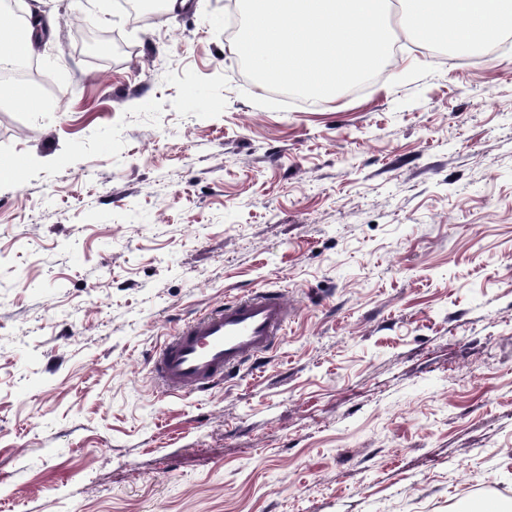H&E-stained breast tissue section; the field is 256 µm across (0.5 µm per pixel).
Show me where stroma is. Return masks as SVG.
Returning a JSON list of instances; mask_svg holds the SVG:
<instances>
[{
	"mask_svg": "<svg viewBox=\"0 0 512 512\" xmlns=\"http://www.w3.org/2000/svg\"><path fill=\"white\" fill-rule=\"evenodd\" d=\"M54 14L0 95V512H455L512 499V49L407 41L303 107L243 79L230 0ZM106 33L78 50L85 23ZM285 290L275 352L210 392L149 360Z\"/></svg>",
	"mask_w": 512,
	"mask_h": 512,
	"instance_id": "stroma-1",
	"label": "stroma"
}]
</instances>
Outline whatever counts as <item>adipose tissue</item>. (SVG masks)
<instances>
[{"label": "adipose tissue", "mask_w": 512, "mask_h": 512, "mask_svg": "<svg viewBox=\"0 0 512 512\" xmlns=\"http://www.w3.org/2000/svg\"><path fill=\"white\" fill-rule=\"evenodd\" d=\"M410 33L421 44L447 43L459 50L493 42L512 27V0H403ZM51 17L33 12L24 30L0 14V66L28 59L35 35L51 32Z\"/></svg>", "instance_id": "1"}]
</instances>
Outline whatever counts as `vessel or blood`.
I'll list each match as a JSON object with an SVG mask.
<instances>
[{"instance_id": "vessel-or-blood-1", "label": "vessel or blood", "mask_w": 512, "mask_h": 512, "mask_svg": "<svg viewBox=\"0 0 512 512\" xmlns=\"http://www.w3.org/2000/svg\"><path fill=\"white\" fill-rule=\"evenodd\" d=\"M292 308L280 289L224 301L180 325L151 356L162 392H205L247 362L274 351Z\"/></svg>"}]
</instances>
